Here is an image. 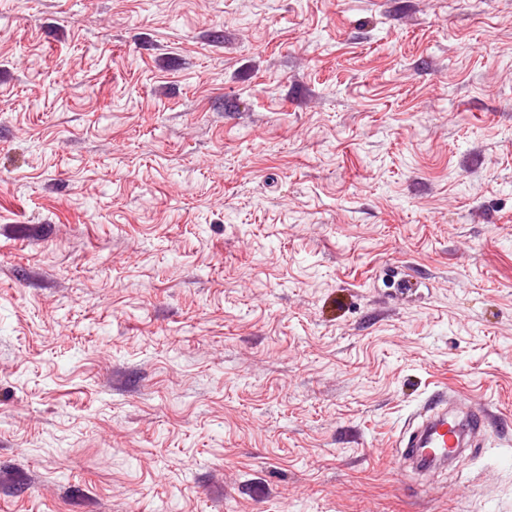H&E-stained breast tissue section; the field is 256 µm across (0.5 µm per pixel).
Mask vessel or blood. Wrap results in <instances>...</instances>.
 Segmentation results:
<instances>
[{
  "instance_id": "1",
  "label": "vessel or blood",
  "mask_w": 512,
  "mask_h": 512,
  "mask_svg": "<svg viewBox=\"0 0 512 512\" xmlns=\"http://www.w3.org/2000/svg\"><path fill=\"white\" fill-rule=\"evenodd\" d=\"M447 391L438 390L423 404L422 421L409 427L396 441L406 457L429 469L447 462L451 455L473 444L474 438L490 431L492 419L486 407L472 405L463 414L451 411Z\"/></svg>"
}]
</instances>
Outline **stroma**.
Listing matches in <instances>:
<instances>
[{
    "mask_svg": "<svg viewBox=\"0 0 512 512\" xmlns=\"http://www.w3.org/2000/svg\"><path fill=\"white\" fill-rule=\"evenodd\" d=\"M0 512H512V0H0ZM450 398L446 390H437L428 396L416 427L408 424V430L396 440L395 447L405 448L406 457L418 467L429 469L447 462L452 454L467 447H478L473 440L490 431L492 419L484 406L470 405L458 415L450 410Z\"/></svg>",
    "mask_w": 512,
    "mask_h": 512,
    "instance_id": "35a3bbf8",
    "label": "stroma"
}]
</instances>
